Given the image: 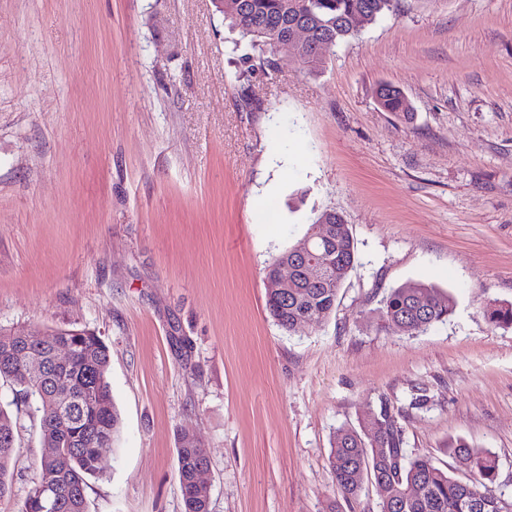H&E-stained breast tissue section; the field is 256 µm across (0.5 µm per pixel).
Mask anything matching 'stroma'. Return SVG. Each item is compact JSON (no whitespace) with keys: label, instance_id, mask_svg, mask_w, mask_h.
Returning a JSON list of instances; mask_svg holds the SVG:
<instances>
[{"label":"stroma","instance_id":"stroma-1","mask_svg":"<svg viewBox=\"0 0 512 512\" xmlns=\"http://www.w3.org/2000/svg\"><path fill=\"white\" fill-rule=\"evenodd\" d=\"M236 38L211 0H0V327L109 349L121 427L86 512H184L187 432L210 512H379L370 481L338 498L329 456L383 404L460 479L452 444L490 450L512 501V327L483 314L512 302V0H399L315 72L281 47L237 80ZM325 211L356 260L331 316L291 335L265 270ZM409 281L454 297L446 323L381 326ZM39 432L20 413L0 512ZM379 105L386 111L402 116L405 120L411 119L409 104L403 93L391 83H380L376 89ZM177 453V473L182 492L185 512H210L209 501L200 496L193 481L202 493L209 496V487L204 481L207 473L208 456L204 448L186 436L181 437ZM201 466V467H200ZM199 467V468H198ZM198 468V469H197ZM197 469V470H196Z\"/></svg>","mask_w":512,"mask_h":512}]
</instances>
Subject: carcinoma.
I'll list each match as a JSON object with an SVG mask.
<instances>
[{"label": "carcinoma", "mask_w": 512, "mask_h": 512, "mask_svg": "<svg viewBox=\"0 0 512 512\" xmlns=\"http://www.w3.org/2000/svg\"><path fill=\"white\" fill-rule=\"evenodd\" d=\"M395 0H224L220 13L238 28L247 39L249 51L243 59L253 61L252 51L271 49L288 30V24L297 17L310 23L311 39L300 49L303 68L308 71L323 67L331 47H321L323 40H333L337 46L357 35L352 29L353 19L363 14L375 21L393 11ZM379 105L406 120L411 119L409 104L403 93L390 83H381L376 89ZM318 219L325 220L336 233L324 243L310 241V248L327 260L326 276L318 285L299 278L288 288V294H267L266 307L270 316L282 330L292 334L298 331L296 323L313 318L324 320L332 313L337 291L353 267L356 246L354 238L341 215L323 212ZM453 297H444L433 286L410 282L389 291L379 310L381 325L403 334L424 332L442 323L452 314ZM484 315L494 326H512V303L494 304ZM61 341L75 344L81 349L94 348L97 361L91 369L94 390L111 396L108 380L110 354L99 337L88 336H29V354L45 357ZM0 379L16 387V396L22 403H31L32 416L39 420L40 435L71 431L78 427L80 412L59 411L40 399L38 393L43 378L27 373L23 359L8 364L0 362ZM17 417L0 405V501L12 498L10 473L15 442H7L4 435L16 433ZM404 430L399 416L383 403L359 428H341L334 436L329 458L336 491L345 499L356 496L363 478H368L376 489L394 484L397 495L391 499L380 497L379 512H507L505 502L494 489L497 478L496 458L484 448H474L458 442L449 448L458 465L472 474L462 481L439 467L428 456L413 457L404 448ZM177 473L185 512H210L209 501L199 495L193 481L194 472L208 464L205 449L187 438L179 440ZM99 468L94 465L86 448H73L69 466L61 478L63 499L68 493L86 489L87 480ZM47 467L38 465L33 486L15 512H34L36 501L44 491Z\"/></svg>", "instance_id": "obj_1"}]
</instances>
